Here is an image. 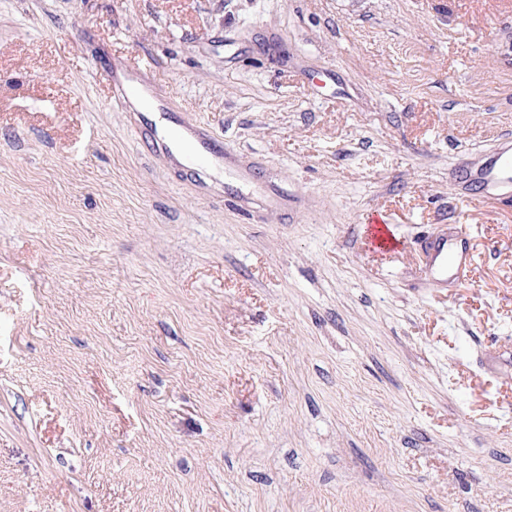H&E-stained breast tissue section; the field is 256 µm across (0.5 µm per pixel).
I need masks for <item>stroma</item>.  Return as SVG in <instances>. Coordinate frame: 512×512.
<instances>
[{
	"label": "stroma",
	"mask_w": 512,
	"mask_h": 512,
	"mask_svg": "<svg viewBox=\"0 0 512 512\" xmlns=\"http://www.w3.org/2000/svg\"><path fill=\"white\" fill-rule=\"evenodd\" d=\"M125 55L300 215L149 154ZM508 136L512 0H0V512H512ZM153 68L148 60L113 59L112 67L96 68L94 77L97 83H105L111 89L112 103L122 111L138 112L136 105L145 103L153 112H172L174 103L170 95L145 76ZM462 183L465 195L477 203L491 199L500 187L512 184V140L501 144ZM378 223V224H377ZM369 240L372 247L380 252H393L399 249V242L393 235L389 224H385L384 220L377 217L368 224ZM426 250L430 255L432 266L443 280H448V269H450L452 282L458 285L470 281V273L474 263V255L470 246V235L460 227L457 232V243L454 248L449 249L448 239L441 235L431 236L427 239Z\"/></svg>",
	"instance_id": "1"
}]
</instances>
